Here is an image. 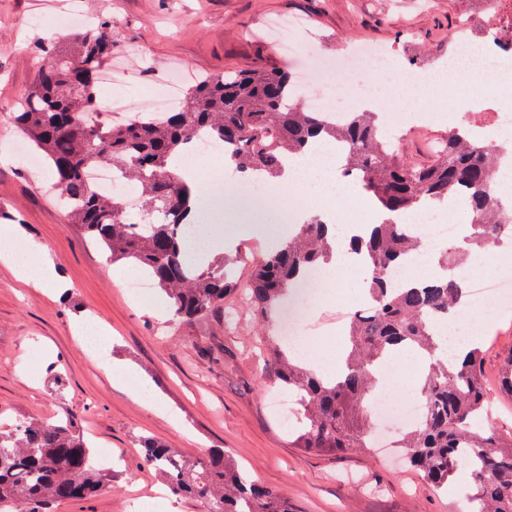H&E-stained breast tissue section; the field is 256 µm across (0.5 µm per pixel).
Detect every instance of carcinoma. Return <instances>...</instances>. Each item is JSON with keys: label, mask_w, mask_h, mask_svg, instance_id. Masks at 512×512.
<instances>
[{"label": "carcinoma", "mask_w": 512, "mask_h": 512, "mask_svg": "<svg viewBox=\"0 0 512 512\" xmlns=\"http://www.w3.org/2000/svg\"><path fill=\"white\" fill-rule=\"evenodd\" d=\"M44 55L34 85L8 119L43 156L72 223L80 225L109 260L146 271L165 294L176 324L207 319L232 293L271 320L292 288L328 257L327 225L311 218L274 251L262 255L243 283L234 279L235 257L190 264L186 250L197 205L172 161L199 133L229 148L224 162L241 177L279 178L288 157L308 150L316 138L342 142L345 178L359 185L388 218L370 225L355 246L369 272L367 308L347 324L343 368L323 380L288 354V341L268 339L265 369L280 387L298 396V448L336 454L371 448L366 399L378 361L398 347L432 357L420 391L428 401L425 420L400 441L409 465L438 489H448L458 462L469 464L472 512H512V437L480 423L490 412L485 397L484 350L474 347L453 362L433 324L468 294L455 274L456 249L442 253L448 274L417 288L391 287V270L417 251L421 239L405 232L399 217L428 202H462L473 222L469 243L483 248L512 241V215L500 207L489 178L512 155L474 140L469 130L436 142L426 166L404 164L387 147L375 112H354L344 126L327 124L295 101L284 70L203 74L183 92L182 106L161 119L117 124L99 119L98 75L112 57V21L101 18L66 42L38 40ZM107 164L140 187L142 213L128 217L123 201L103 193L85 169ZM140 466L155 470L174 496H190L207 512H290L282 494L249 479L224 453L189 459L166 443L140 442ZM112 482L99 468L78 429L77 415L27 418L0 427V508L45 512L50 502L80 501Z\"/></svg>", "instance_id": "cac0c4a2"}]
</instances>
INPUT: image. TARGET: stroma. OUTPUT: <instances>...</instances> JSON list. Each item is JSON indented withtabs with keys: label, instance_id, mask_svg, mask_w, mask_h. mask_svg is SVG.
I'll return each mask as SVG.
<instances>
[{
	"label": "stroma",
	"instance_id": "1",
	"mask_svg": "<svg viewBox=\"0 0 512 512\" xmlns=\"http://www.w3.org/2000/svg\"><path fill=\"white\" fill-rule=\"evenodd\" d=\"M83 10L112 20L113 61L136 59L125 95L137 106L148 93L164 88L171 69L188 75L278 68L295 74L310 69L308 48L330 54L337 40L389 49L385 79L366 64L360 81L381 96L386 112H400L398 155L412 166L430 162V147L449 126L487 128L491 113L455 107L435 123L423 119L425 106L438 108L442 93L430 89L417 97L399 79L410 60L437 65L448 58V34L455 23L449 0H79ZM36 0H0V115L12 112L29 92L38 58L13 49L35 39L68 40L71 30L50 16L21 26ZM303 17L298 35L301 52H279L261 35L272 19ZM13 128L0 124V210L2 227H14L10 239L19 263L39 266L50 259L67 283L66 298L23 286L14 266L0 261V425L34 417L78 415L93 454L112 453V483L95 497L50 505L49 512H205L204 504L161 495L154 472L139 464V441L152 437L193 458L224 449L250 476L282 492L291 512H460L472 485L471 470L459 463L452 487L437 490L408 470L398 449L353 448L341 454L294 447L273 408L279 388L263 371L258 347L264 323L229 296L208 320L174 325L168 310H152L134 301L123 283L134 267L111 263L78 225L72 224L51 192L49 173L31 170L17 155ZM276 187L275 201L239 197L226 207L223 220L201 224V231L234 235L251 225L267 238L279 225L277 202L288 195ZM364 276L349 274L336 299L304 317L307 336L333 364L344 347L334 320L336 301L360 303ZM97 323L107 336L106 350L78 336V321ZM486 394L492 406L489 423L499 435L512 436V395L499 385L504 358L512 353V312L497 303L475 315ZM59 365L65 384L56 386L51 365ZM116 364L129 365L145 390L118 383Z\"/></svg>",
	"mask_w": 512,
	"mask_h": 512
}]
</instances>
